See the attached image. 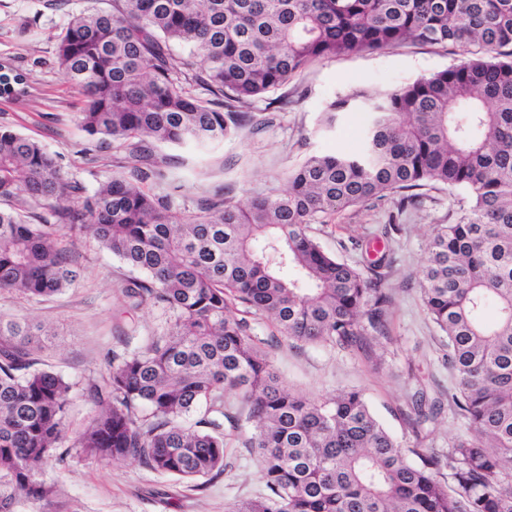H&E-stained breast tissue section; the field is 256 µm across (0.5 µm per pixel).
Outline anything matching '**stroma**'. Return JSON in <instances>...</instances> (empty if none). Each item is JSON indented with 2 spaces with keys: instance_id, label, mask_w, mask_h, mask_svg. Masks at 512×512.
<instances>
[{
  "instance_id": "stroma-1",
  "label": "stroma",
  "mask_w": 512,
  "mask_h": 512,
  "mask_svg": "<svg viewBox=\"0 0 512 512\" xmlns=\"http://www.w3.org/2000/svg\"><path fill=\"white\" fill-rule=\"evenodd\" d=\"M109 0H68L60 10L47 0H0V62L22 74L29 86L25 99L0 97V125L43 143L57 154L65 173L88 189L112 173V148L87 135L77 122L81 103L55 63V37L71 14ZM455 46L406 44L385 52H356L309 64L287 85L275 90L277 107L267 99L253 105L259 129H243L222 144L175 149L176 178L167 185L178 202H191L220 186L240 204L257 195L283 192L289 170L314 153L352 151L363 121L360 112L345 113L333 131L317 129L321 113L337 96L363 90L383 92L464 61ZM391 202L356 206L338 214L318 234L323 247L364 270L379 251L393 252V268L385 286L393 296L390 336L371 352L347 351L323 344H296L261 325L265 351L283 385L319 400L341 389L363 392L377 418L402 444L413 437L399 410L418 390L443 409L431 427L430 446L447 447L466 426L446 408L455 381L443 355L444 338L426 314L420 287L426 245L434 225L448 223V194L432 190L419 208L401 219V232L386 233ZM360 239L358 248L349 238ZM78 277L70 288L50 298H22L0 292V314L19 316L53 328L33 354L38 368L63 375L73 384L68 412L70 431H78L98 411L85 395L88 381L101 378L112 354H127L160 330L161 310L146 305L126 312L120 283L130 270L93 239L78 244ZM243 425L229 442L225 470L203 488L128 461L100 465L68 449L63 461L51 462L46 478L59 495L50 502L25 503L20 512H225L234 503L265 494V482L254 449L243 447L250 437Z\"/></svg>"
}]
</instances>
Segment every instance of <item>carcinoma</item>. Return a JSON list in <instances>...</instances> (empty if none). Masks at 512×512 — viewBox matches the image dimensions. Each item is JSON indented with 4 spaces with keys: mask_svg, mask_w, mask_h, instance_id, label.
I'll list each match as a JSON object with an SVG mask.
<instances>
[{
    "mask_svg": "<svg viewBox=\"0 0 512 512\" xmlns=\"http://www.w3.org/2000/svg\"><path fill=\"white\" fill-rule=\"evenodd\" d=\"M407 43L469 57L376 97L333 100L323 132L341 112H368L357 148L309 155L285 192L242 206L222 186L189 205L159 190L170 166L156 149L212 145L261 124L252 103L316 60ZM507 46L512 0H112L72 15L56 63L83 98L82 130L112 142V176L89 192L41 142L0 128V291L49 297L71 287L75 247L90 235L146 274L121 285L126 308L152 305L165 322L87 384L100 411L71 447L201 488L224 474V429L245 421L266 494L227 512H512ZM26 94L23 76L0 64V97ZM437 187L454 218L434 227L420 288L447 338L457 382L448 404L468 433L430 447L425 425L437 413L420 396L400 409L414 437L404 448L362 391L312 400L285 388L255 323L341 350L387 338L393 298L378 269L392 257L365 275L309 228L390 196L400 214ZM31 335L0 315V512L56 496L41 475L68 433L73 385L34 367ZM201 402L203 417L186 425Z\"/></svg>",
    "mask_w": 512,
    "mask_h": 512,
    "instance_id": "cac0c4a2",
    "label": "carcinoma"
}]
</instances>
